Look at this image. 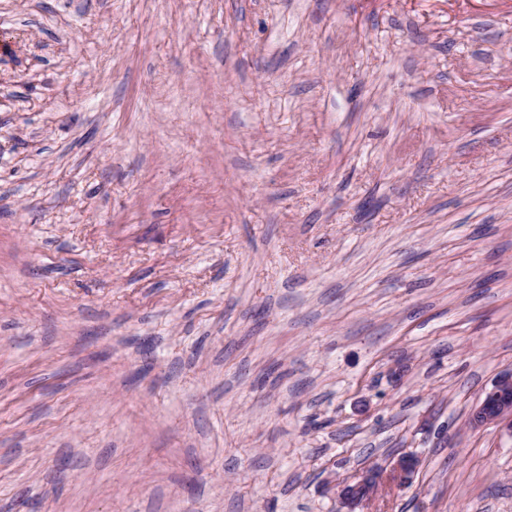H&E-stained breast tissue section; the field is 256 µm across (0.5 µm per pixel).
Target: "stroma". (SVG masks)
Masks as SVG:
<instances>
[{
	"mask_svg": "<svg viewBox=\"0 0 512 512\" xmlns=\"http://www.w3.org/2000/svg\"><path fill=\"white\" fill-rule=\"evenodd\" d=\"M512 0H0V512H512ZM474 428L494 425L512 435V370L500 373L471 413ZM416 460L404 455L397 458L385 475L367 468L357 476L339 482L338 512H356L360 503L371 500L383 486L405 487L412 483L416 472Z\"/></svg>",
	"mask_w": 512,
	"mask_h": 512,
	"instance_id": "35a3bbf8",
	"label": "stroma"
}]
</instances>
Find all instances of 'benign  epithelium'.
<instances>
[{
	"mask_svg": "<svg viewBox=\"0 0 512 512\" xmlns=\"http://www.w3.org/2000/svg\"><path fill=\"white\" fill-rule=\"evenodd\" d=\"M469 424L474 428L494 425L512 433V370L499 374L492 387L471 413ZM416 460L404 455L397 458L389 472L367 468L352 478L340 481L338 512H355L360 503L371 500L384 486L405 487L412 483Z\"/></svg>",
	"mask_w": 512,
	"mask_h": 512,
	"instance_id": "7a95c632",
	"label": "benign epithelium"
}]
</instances>
